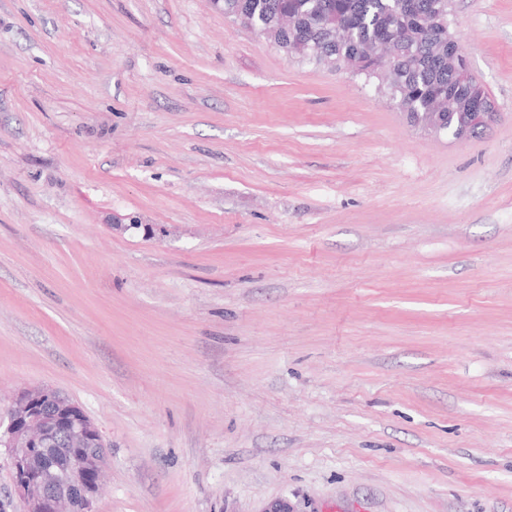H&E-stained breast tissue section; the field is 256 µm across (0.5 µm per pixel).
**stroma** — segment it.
I'll list each match as a JSON object with an SVG mask.
<instances>
[{
    "instance_id": "stroma-1",
    "label": "stroma",
    "mask_w": 512,
    "mask_h": 512,
    "mask_svg": "<svg viewBox=\"0 0 512 512\" xmlns=\"http://www.w3.org/2000/svg\"><path fill=\"white\" fill-rule=\"evenodd\" d=\"M451 32L460 140L221 0H0V421L78 405L93 512H512V0Z\"/></svg>"
}]
</instances>
